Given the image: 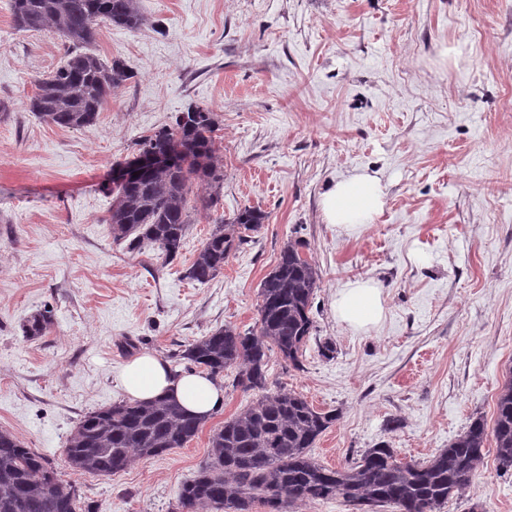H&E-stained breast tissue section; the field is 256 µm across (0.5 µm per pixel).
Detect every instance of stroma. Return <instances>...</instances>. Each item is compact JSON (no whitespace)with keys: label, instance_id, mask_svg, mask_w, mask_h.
<instances>
[{"label":"stroma","instance_id":"1","mask_svg":"<svg viewBox=\"0 0 512 512\" xmlns=\"http://www.w3.org/2000/svg\"><path fill=\"white\" fill-rule=\"evenodd\" d=\"M148 25L100 24L95 51L132 73L95 125L62 129L26 104L69 45L18 32L0 0V429L75 484L79 512H174L209 438L254 391L225 373L224 407L185 447L112 477L74 474L65 448L87 412L126 399L136 352L169 360L224 325L258 326V290L284 242H307L320 284L302 366L269 382L337 421L313 456L329 467L388 443L426 460L475 417L493 420L512 373V0H139ZM214 110L224 160L217 208L190 193L180 256L114 243L103 189L140 136L188 105ZM383 207L359 236L326 224L320 196L355 172ZM253 206L258 233L214 280L185 268L216 223ZM382 289L368 330L331 304L353 278ZM49 309L45 335L21 326ZM332 352L322 353L321 345ZM399 420L388 431L389 420ZM442 512H512V470L487 455Z\"/></svg>","mask_w":512,"mask_h":512}]
</instances>
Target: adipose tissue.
I'll return each mask as SVG.
<instances>
[{"instance_id": "ef3b65f1", "label": "adipose tissue", "mask_w": 512, "mask_h": 512, "mask_svg": "<svg viewBox=\"0 0 512 512\" xmlns=\"http://www.w3.org/2000/svg\"><path fill=\"white\" fill-rule=\"evenodd\" d=\"M383 195L376 175L356 173L328 186L321 197L322 212L326 222L335 226L338 233L353 237L380 213ZM333 309L343 328L367 329L383 317L381 289L369 278L347 281L338 289ZM120 379L134 400L148 402L165 397L200 418H209L224 406V390L207 372L194 371L176 377L160 358L149 353L124 364Z\"/></svg>"}]
</instances>
